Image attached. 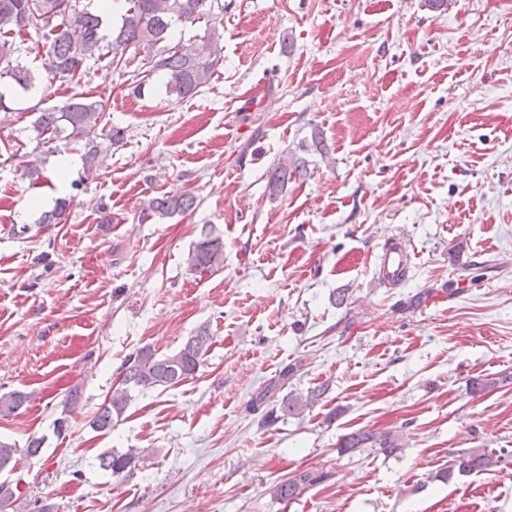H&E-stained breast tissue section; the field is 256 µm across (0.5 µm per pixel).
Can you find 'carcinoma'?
<instances>
[{
	"label": "carcinoma",
	"instance_id": "obj_1",
	"mask_svg": "<svg viewBox=\"0 0 512 512\" xmlns=\"http://www.w3.org/2000/svg\"><path fill=\"white\" fill-rule=\"evenodd\" d=\"M223 21V0H121L119 19L106 31L101 27L100 15L79 8L78 0H0V83L28 92L45 79H72L80 74L86 61L106 54L111 56L115 67H126V52L133 47L146 52L141 71L134 76L135 91L144 92L150 79L161 74L166 94L183 100L209 83L220 68ZM201 23L205 26L204 36L188 40L176 37L178 29ZM31 29L44 32L48 43L42 75L22 64L23 47L16 42V38ZM105 112L104 101L74 94L39 112L33 131L38 139L46 136L50 140L84 143L86 157L91 161L99 153L98 128ZM299 151L303 155H290L272 169L268 181L270 199L286 190L290 180L307 177L309 161L305 154L327 153L322 133L311 129L310 136L299 143ZM198 205L197 196L191 193L164 195L152 203L148 216L163 220L192 212ZM223 255V238L211 227L202 230L201 238L189 251L188 261L193 269L207 271L218 267ZM212 339L209 328L201 326L173 353L160 355L151 347L143 346L129 354L120 368V389L100 405L89 422L91 429L99 433L112 431L126 413L131 392L168 388L191 377L211 347ZM325 392L326 387L319 386L305 395H290L282 400L280 411L299 416ZM26 400L27 396L19 391L1 394L0 416L14 414ZM365 448L394 456L401 452L402 445L389 432L358 430L341 438L339 451L353 453ZM97 459L100 468L118 477L134 469L137 456L131 448L125 452L108 448ZM500 462V456L485 448H471L455 455L436 478L449 481L456 475L488 474L495 471ZM322 479V474L303 471L274 485L271 495L279 501L290 502L304 488ZM16 491L18 488L12 484L0 483V512L12 508Z\"/></svg>",
	"mask_w": 512,
	"mask_h": 512
}]
</instances>
